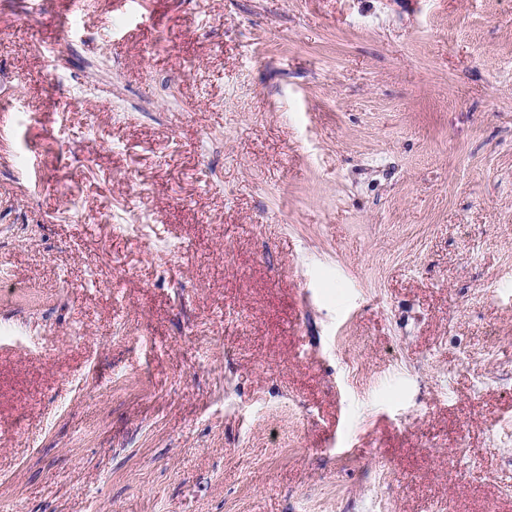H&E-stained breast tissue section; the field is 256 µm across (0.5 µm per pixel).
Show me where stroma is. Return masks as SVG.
<instances>
[{"mask_svg": "<svg viewBox=\"0 0 512 512\" xmlns=\"http://www.w3.org/2000/svg\"><path fill=\"white\" fill-rule=\"evenodd\" d=\"M68 2L0 0V512H512V0Z\"/></svg>", "mask_w": 512, "mask_h": 512, "instance_id": "1", "label": "stroma"}]
</instances>
